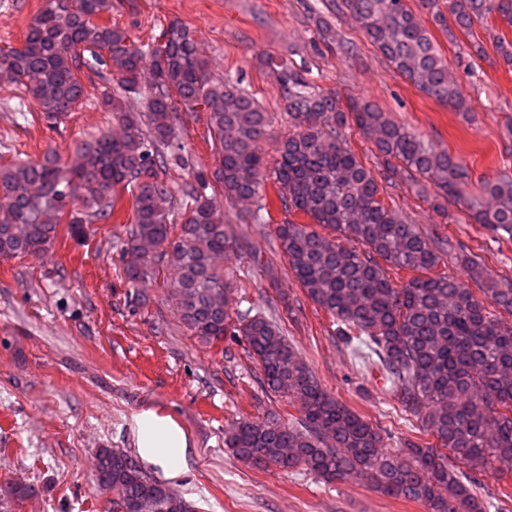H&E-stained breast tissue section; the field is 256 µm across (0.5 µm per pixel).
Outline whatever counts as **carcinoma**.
Returning a JSON list of instances; mask_svg holds the SVG:
<instances>
[{
    "mask_svg": "<svg viewBox=\"0 0 512 512\" xmlns=\"http://www.w3.org/2000/svg\"><path fill=\"white\" fill-rule=\"evenodd\" d=\"M336 0L396 72L452 111L468 112L461 84L448 71L434 31L453 41V28L497 16L512 29V0ZM112 0H45L20 44L0 49V84L23 86L49 120L76 110L85 96L84 71L107 70L122 90L145 100L143 115L125 109L108 91L102 104L119 113L112 131L77 144L73 152L0 164V258L46 255L58 237L83 238L99 221L119 220L117 205L131 197L125 276L137 283L153 268L182 319L203 343L231 337L259 364L271 392L299 407L297 423L269 411L224 434V446L242 462L302 471L325 483L368 481L381 493L422 504L427 512H512V496L484 498L476 473L495 462L512 469V323L487 306L512 315V281L484 277L480 262L449 238L425 236L386 205L380 184L348 146L342 131L354 121L382 161L383 179L402 183L448 216L464 204L471 220L495 238L512 242V179L486 180L466 194L469 168L441 148L391 120L372 103L341 105L301 65L266 56L276 71L290 130L269 160L261 148L269 113L233 75L209 71L189 30L173 21L152 43L134 45L126 30L99 21ZM453 17L455 27L448 26ZM512 68V41L494 39ZM207 114L216 149L215 170L199 172L182 190L186 217L174 223L169 189L160 180L162 148L175 131L178 105ZM247 206L254 224L266 223L278 204L302 214L277 226L290 269L308 297L333 318L336 336L353 352L376 361L404 412L424 415L436 442L408 440L389 451L369 420L331 396L265 313L248 308L232 316L230 297L246 282L224 276L221 260L233 247L224 213L207 194ZM465 265L483 284L479 298L465 283L438 273L442 257ZM415 272L402 286L386 267ZM468 469L448 464V456ZM96 484H112V512H132L143 494L161 512H195L185 499L169 506L166 485L112 450L108 471L96 461Z\"/></svg>",
    "mask_w": 512,
    "mask_h": 512,
    "instance_id": "1",
    "label": "carcinoma"
}]
</instances>
